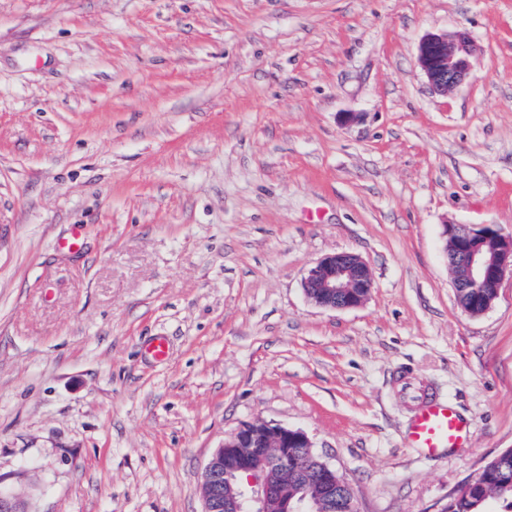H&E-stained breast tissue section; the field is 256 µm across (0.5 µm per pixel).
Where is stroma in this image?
I'll return each instance as SVG.
<instances>
[{"label": "stroma", "mask_w": 512, "mask_h": 512, "mask_svg": "<svg viewBox=\"0 0 512 512\" xmlns=\"http://www.w3.org/2000/svg\"><path fill=\"white\" fill-rule=\"evenodd\" d=\"M458 27L439 96L418 45ZM447 224L512 236V0H0V492L204 512L225 437L271 420L359 512H442L512 449V279L464 313ZM342 251L376 286L318 308ZM402 371L466 445H408ZM477 43L463 27L427 34L418 46V63L430 90L448 95L463 84L472 71ZM302 288L316 306L339 311L360 307L371 295L375 282L360 255L337 252L321 257L306 270Z\"/></svg>", "instance_id": "35a3bbf8"}]
</instances>
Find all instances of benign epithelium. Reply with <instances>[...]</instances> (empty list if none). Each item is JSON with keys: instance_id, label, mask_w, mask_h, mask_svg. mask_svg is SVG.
<instances>
[{"instance_id": "benign-epithelium-1", "label": "benign epithelium", "mask_w": 512, "mask_h": 512, "mask_svg": "<svg viewBox=\"0 0 512 512\" xmlns=\"http://www.w3.org/2000/svg\"><path fill=\"white\" fill-rule=\"evenodd\" d=\"M477 43L463 27L427 34L418 46V63L430 90L446 95L463 84L472 71ZM446 259L456 263L459 273L453 286L461 292L476 289V303L488 311L506 277L512 278V236L494 224H446L442 233ZM306 297L331 311L360 307L371 295L375 282L367 262L352 252L328 254L314 262L302 279ZM227 448H244L237 460L224 461ZM312 449L305 432L281 423L258 420L241 425L224 440L207 463L201 490L204 512H266L276 487L269 472L286 470L296 462L301 449ZM235 485L232 497L224 496V483ZM344 495L350 512H358L349 483L325 486L320 504L304 495L287 503L285 512H335L336 492Z\"/></svg>"}]
</instances>
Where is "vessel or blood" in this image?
Returning <instances> with one entry per match:
<instances>
[{"label": "vessel or blood", "instance_id": "1", "mask_svg": "<svg viewBox=\"0 0 512 512\" xmlns=\"http://www.w3.org/2000/svg\"><path fill=\"white\" fill-rule=\"evenodd\" d=\"M406 397L415 408L407 429L410 447L435 455L446 448H458L470 437V428L448 401L426 390L422 381L406 382Z\"/></svg>", "mask_w": 512, "mask_h": 512}]
</instances>
